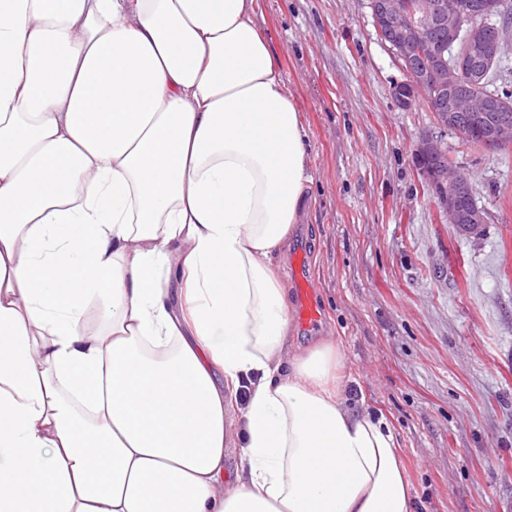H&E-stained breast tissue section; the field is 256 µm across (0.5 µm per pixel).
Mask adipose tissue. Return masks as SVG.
Here are the masks:
<instances>
[{
	"label": "adipose tissue",
	"instance_id": "adipose-tissue-1",
	"mask_svg": "<svg viewBox=\"0 0 512 512\" xmlns=\"http://www.w3.org/2000/svg\"><path fill=\"white\" fill-rule=\"evenodd\" d=\"M255 13L0 0V512H413L338 346L288 350L307 136Z\"/></svg>",
	"mask_w": 512,
	"mask_h": 512
}]
</instances>
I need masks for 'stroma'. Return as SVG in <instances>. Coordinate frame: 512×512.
I'll use <instances>...</instances> for the list:
<instances>
[{
  "instance_id": "35a3bbf8",
  "label": "stroma",
  "mask_w": 512,
  "mask_h": 512,
  "mask_svg": "<svg viewBox=\"0 0 512 512\" xmlns=\"http://www.w3.org/2000/svg\"><path fill=\"white\" fill-rule=\"evenodd\" d=\"M256 22L303 115L316 203L272 257L289 304L293 259L333 338L350 402L394 425L414 512H512V147L487 153L400 109L403 71L368 0H256ZM436 136L489 221L442 223L415 149Z\"/></svg>"
}]
</instances>
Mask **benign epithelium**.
Here are the masks:
<instances>
[{
    "label": "benign epithelium",
    "instance_id": "obj_1",
    "mask_svg": "<svg viewBox=\"0 0 512 512\" xmlns=\"http://www.w3.org/2000/svg\"><path fill=\"white\" fill-rule=\"evenodd\" d=\"M373 23L380 42L399 62L405 79L395 84V101L404 110L427 93L442 95L447 105L434 110L438 126L463 134L459 123L462 112L490 122L480 140L485 152H497L512 144V116L501 111L496 97L485 98L473 108L467 90L484 79L489 67L502 60L506 38L492 31L487 22L490 5L483 0H434L418 6L411 0H369ZM460 51L459 60L444 61V50ZM440 140L424 135L418 141L415 158L422 164L447 224L473 233L488 222V212L474 203L473 185L462 174H451L442 167H425L431 158L441 157Z\"/></svg>",
    "mask_w": 512,
    "mask_h": 512
}]
</instances>
